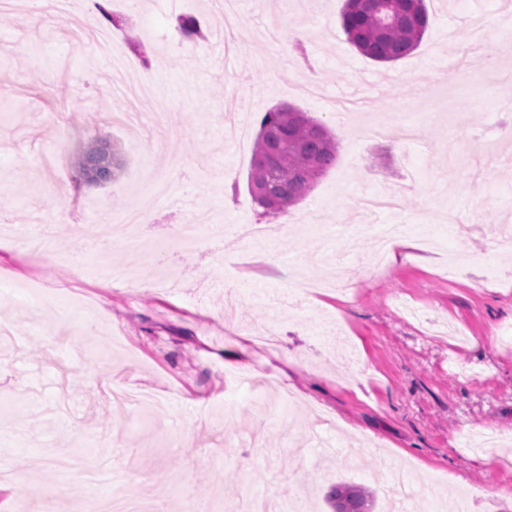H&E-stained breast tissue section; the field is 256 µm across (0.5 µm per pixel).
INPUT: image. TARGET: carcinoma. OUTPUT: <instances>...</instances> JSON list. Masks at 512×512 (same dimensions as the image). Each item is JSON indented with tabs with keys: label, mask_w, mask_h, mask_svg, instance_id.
<instances>
[{
	"label": "carcinoma",
	"mask_w": 512,
	"mask_h": 512,
	"mask_svg": "<svg viewBox=\"0 0 512 512\" xmlns=\"http://www.w3.org/2000/svg\"><path fill=\"white\" fill-rule=\"evenodd\" d=\"M341 28L346 40L363 56L392 63L411 54L421 43L429 16L424 0H345ZM184 41L206 39L199 20L190 14L177 17ZM112 146L99 136L90 138L80 153L79 179L89 171L93 181H112L108 156ZM337 143L325 123L290 107L277 106L265 112L254 140L253 165L248 191L253 201L270 214L271 200L277 211L302 200L317 179L336 160ZM333 512H373V492L362 485L338 483L326 493Z\"/></svg>",
	"instance_id": "carcinoma-1"
}]
</instances>
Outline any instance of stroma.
I'll return each instance as SVG.
<instances>
[{"label":"stroma","mask_w":512,"mask_h":512,"mask_svg":"<svg viewBox=\"0 0 512 512\" xmlns=\"http://www.w3.org/2000/svg\"><path fill=\"white\" fill-rule=\"evenodd\" d=\"M344 0H239L245 38L214 51L224 21L214 0H0V512H76L105 497L133 496L152 512H226L252 494H299L309 512L341 481L370 488L376 512H391L387 463L416 473L408 512H441L465 493L472 512H512V252L498 244L512 225V122L499 89L477 68L512 67L499 41L512 0H426L420 46L387 65L359 54L340 27ZM189 13L206 22L192 47L162 41ZM490 20L481 43L467 23ZM299 28L303 53L262 36L268 19ZM142 39V53L127 30ZM122 45L116 73L99 46ZM313 67L321 97L302 94ZM149 74L155 94L115 121V76ZM234 89L251 132L288 104L325 120L335 164L299 203L264 217L248 192L252 141L237 143L224 119ZM401 112L416 139L374 138L373 119ZM114 145L115 177L75 184L77 156L91 136ZM171 156V176L142 225L145 250L110 240L151 173ZM232 172L237 194L225 196ZM415 176L397 212L358 213L354 199ZM204 216L196 242L173 246L184 201ZM67 212L75 232L55 217ZM331 213L330 223H314ZM290 225L269 245H243L228 224ZM416 247L372 263L389 228ZM56 240L34 260L33 237ZM344 260L354 293L294 295L296 283ZM135 281L116 284L105 269ZM33 277L62 299L35 309L17 301ZM411 301L464 336L452 343L406 317ZM350 331L359 364L324 349L318 319ZM273 325L264 351L254 334ZM498 437L496 458L473 449L479 432Z\"/></svg>","instance_id":"1"}]
</instances>
